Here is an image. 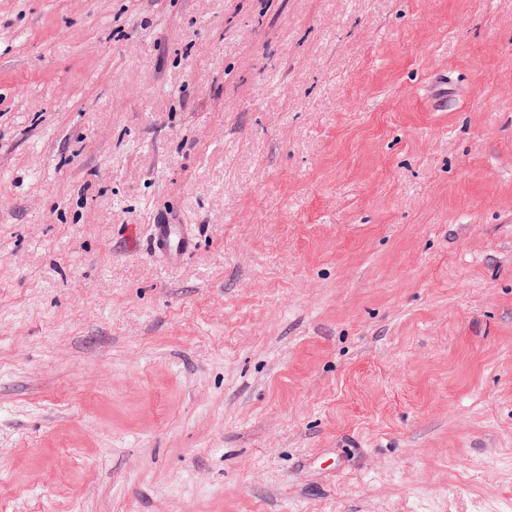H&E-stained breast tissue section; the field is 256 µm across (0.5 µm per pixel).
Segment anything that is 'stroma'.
I'll list each match as a JSON object with an SVG mask.
<instances>
[{"instance_id":"stroma-1","label":"stroma","mask_w":512,"mask_h":512,"mask_svg":"<svg viewBox=\"0 0 512 512\" xmlns=\"http://www.w3.org/2000/svg\"><path fill=\"white\" fill-rule=\"evenodd\" d=\"M0 512H512V0H0ZM154 242L167 253L184 254L190 247L189 238L181 231L180 224H154Z\"/></svg>"}]
</instances>
